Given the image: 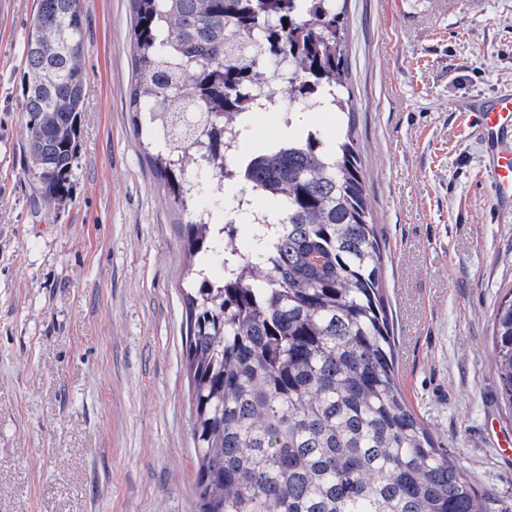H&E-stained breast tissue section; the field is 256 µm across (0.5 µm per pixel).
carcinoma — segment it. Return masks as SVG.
<instances>
[{
    "label": "carcinoma",
    "mask_w": 512,
    "mask_h": 512,
    "mask_svg": "<svg viewBox=\"0 0 512 512\" xmlns=\"http://www.w3.org/2000/svg\"><path fill=\"white\" fill-rule=\"evenodd\" d=\"M133 89L182 241L197 259L182 288L198 512H494L420 419L395 369L386 254L354 135L340 0H130ZM81 0H37L25 41L26 172L41 202L69 195L85 102ZM292 62L293 108L347 113L342 139L288 133L242 157L247 194L271 190L274 232L251 253L236 224L195 211L204 186L238 179L193 149L262 111L271 60ZM223 277L208 267L219 243ZM493 354L512 403V288Z\"/></svg>",
    "instance_id": "obj_1"
}]
</instances>
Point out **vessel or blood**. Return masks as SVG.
Segmentation results:
<instances>
[{"label": "vessel or blood", "mask_w": 512, "mask_h": 512, "mask_svg": "<svg viewBox=\"0 0 512 512\" xmlns=\"http://www.w3.org/2000/svg\"><path fill=\"white\" fill-rule=\"evenodd\" d=\"M476 131L487 147L486 170L502 213L512 212V95L475 100Z\"/></svg>", "instance_id": "b4317fda"}]
</instances>
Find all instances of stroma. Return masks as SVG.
<instances>
[{"label": "stroma", "mask_w": 512, "mask_h": 512, "mask_svg": "<svg viewBox=\"0 0 512 512\" xmlns=\"http://www.w3.org/2000/svg\"><path fill=\"white\" fill-rule=\"evenodd\" d=\"M0 0V512H193L181 288L194 263L129 110L128 0H82L87 85L69 196L24 169V36ZM356 133L385 244L397 376L476 490L512 507V406L491 353L512 287L467 107L512 92V0H347ZM257 113L243 153L279 139Z\"/></svg>", "instance_id": "1"}]
</instances>
